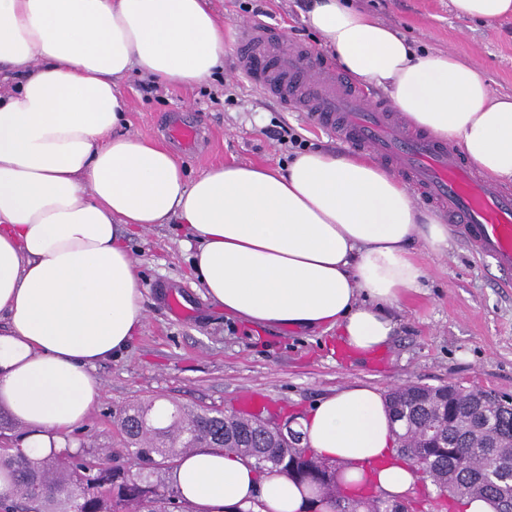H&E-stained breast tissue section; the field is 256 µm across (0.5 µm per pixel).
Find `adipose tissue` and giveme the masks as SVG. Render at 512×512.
Masks as SVG:
<instances>
[{
  "label": "adipose tissue",
  "mask_w": 512,
  "mask_h": 512,
  "mask_svg": "<svg viewBox=\"0 0 512 512\" xmlns=\"http://www.w3.org/2000/svg\"><path fill=\"white\" fill-rule=\"evenodd\" d=\"M306 23L351 78L388 89L411 123L456 140L489 178L512 181V95H494L475 63L417 50L380 20L313 0ZM224 66V26L208 0H0V407L41 458L100 395L92 369L142 329L144 293L124 240L171 223L195 243L205 299L253 325L337 328L365 354L388 344V310L420 288L412 249L448 246V227L420 210L371 156L312 150L282 168L220 164L187 180L175 155L117 134L129 72L201 82ZM303 443L347 462V484L377 471L403 497L417 477L396 459L385 399L350 383L300 420ZM193 512H308L306 487L259 474L211 448L171 473Z\"/></svg>",
  "instance_id": "ef3b65f1"
}]
</instances>
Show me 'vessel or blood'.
I'll return each instance as SVG.
<instances>
[{
  "label": "vessel or blood",
  "instance_id": "vessel-or-blood-1",
  "mask_svg": "<svg viewBox=\"0 0 512 512\" xmlns=\"http://www.w3.org/2000/svg\"><path fill=\"white\" fill-rule=\"evenodd\" d=\"M236 38L239 68L258 88L398 169L447 212L449 223L462 226L476 251L512 271V192L491 185L453 143L412 129L389 103L370 104L362 88L305 45L286 43L257 22L240 26ZM166 132L182 151L198 150L194 123L172 121Z\"/></svg>",
  "mask_w": 512,
  "mask_h": 512
}]
</instances>
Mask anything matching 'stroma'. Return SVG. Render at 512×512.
I'll return each mask as SVG.
<instances>
[{
	"mask_svg": "<svg viewBox=\"0 0 512 512\" xmlns=\"http://www.w3.org/2000/svg\"><path fill=\"white\" fill-rule=\"evenodd\" d=\"M387 25L402 30L419 49L443 50L476 62L492 90L512 94V18L492 25L457 18L450 0H355ZM308 0H214L224 22V69L190 88L159 85L144 92V76L130 72L119 83L128 102L126 131L165 142V123L177 118L199 126L205 140L181 157L188 179L216 164L284 166L292 145L264 134L281 122L309 146L339 150L343 144L313 126L304 113L265 95L238 69L237 24L260 8L264 22L286 41L317 49L319 35L302 16ZM449 246L433 253L418 248L428 269L423 288L392 314L398 323L382 358L350 356L337 349L338 330L252 326L204 301L189 277L190 254L183 233L151 224L127 241L144 290L146 320L121 356L96 365L101 395L69 434L73 444L122 449L116 421L120 409L160 396L185 405L230 411L238 396L264 392L276 416L295 421L346 382L388 392L405 384L456 382L512 396V273L477 253L457 225ZM177 294L187 317L167 304Z\"/></svg>",
	"mask_w": 512,
	"mask_h": 512,
	"instance_id": "obj_1",
	"label": "stroma"
}]
</instances>
